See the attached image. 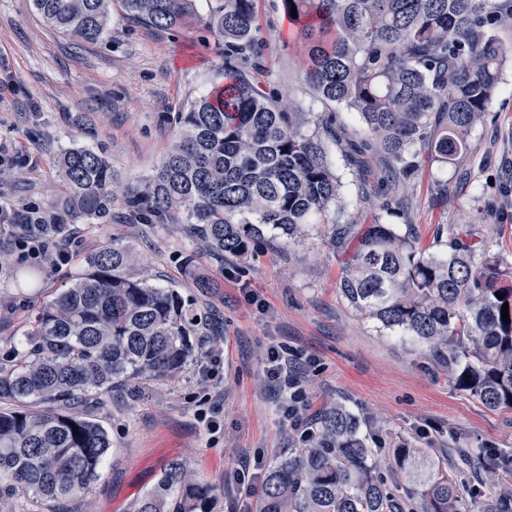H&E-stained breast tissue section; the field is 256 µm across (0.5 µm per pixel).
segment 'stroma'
Wrapping results in <instances>:
<instances>
[{
	"label": "stroma",
	"mask_w": 512,
	"mask_h": 512,
	"mask_svg": "<svg viewBox=\"0 0 512 512\" xmlns=\"http://www.w3.org/2000/svg\"><path fill=\"white\" fill-rule=\"evenodd\" d=\"M198 15L155 30L112 8L110 36L80 47L36 13L33 0H0V204H45L64 185L54 161L66 149L104 150L123 187L150 175L166 156L180 109L214 86L215 38ZM267 41L260 85L314 102L302 80L303 59L279 0H255ZM330 156L342 181L346 220L370 224L381 197L399 202L397 232L444 253L456 225H467L485 250L512 264V62L469 148L447 170L427 167L392 188L378 178L382 160L346 147L362 135L353 114L337 115ZM71 262L43 269L39 287L0 281V356L24 336L38 311L84 269L102 245L134 244L152 283L176 288L199 315L194 349L176 376L135 381L94 404L112 448L89 489L66 512H130L166 465L183 462L213 491V512H255L256 496L224 483L227 471L272 464L304 447L325 409L343 405L359 417L370 447L388 457L403 446L427 448L450 472L459 449L512 455V409L491 410L459 391L428 348L380 327L337 295L341 258L310 229L302 243L264 236L246 260L214 252L192 224L133 223L122 200L104 222L71 225ZM278 350L307 375L302 424L283 419V395L267 374Z\"/></svg>",
	"instance_id": "35a3bbf8"
}]
</instances>
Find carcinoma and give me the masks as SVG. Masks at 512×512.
<instances>
[{"label":"carcinoma","instance_id":"carcinoma-1","mask_svg":"<svg viewBox=\"0 0 512 512\" xmlns=\"http://www.w3.org/2000/svg\"><path fill=\"white\" fill-rule=\"evenodd\" d=\"M33 2L78 46L110 29L112 0ZM119 2L130 19L155 29L195 12V0ZM254 2L211 4L206 26L222 46V82L178 113L171 150L124 197L129 217L167 224L183 213L213 250L236 258L267 231L295 243L310 225H328L329 242L345 255L341 300L447 353L443 370L484 406L512 409V270L463 226L449 252L435 255L390 224L344 222L329 148L344 110L364 134L351 149L380 154L387 183L427 163L454 164L497 90L509 54L497 31L512 19V0H280L306 59L304 82L322 106L317 113L249 79L266 51ZM57 166L64 195L47 206L0 207L9 232L63 240L68 225L110 216L115 175L102 151L72 147ZM195 327L176 289L150 283L134 245L112 242L88 255L0 365V401L11 404L0 410V509L29 501L63 512L60 503L88 488L112 448L81 407L131 381L179 372ZM388 473L358 418L326 410L306 447L266 469L256 512H459L460 475L427 450L396 449ZM211 506L210 487L173 461L131 512Z\"/></svg>","mask_w":512,"mask_h":512}]
</instances>
